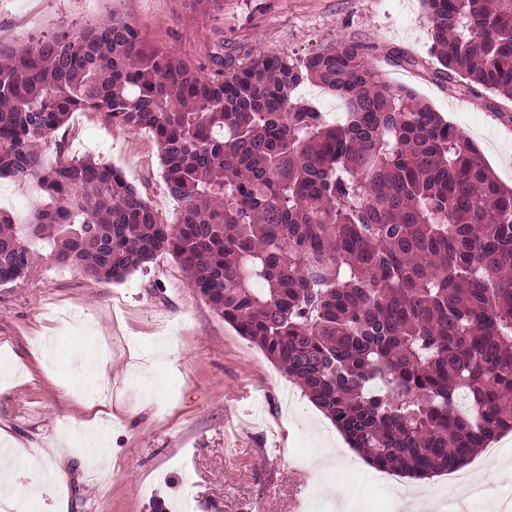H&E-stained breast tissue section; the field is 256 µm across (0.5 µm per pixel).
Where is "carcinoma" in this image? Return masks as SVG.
<instances>
[{
  "instance_id": "obj_1",
  "label": "carcinoma",
  "mask_w": 512,
  "mask_h": 512,
  "mask_svg": "<svg viewBox=\"0 0 512 512\" xmlns=\"http://www.w3.org/2000/svg\"><path fill=\"white\" fill-rule=\"evenodd\" d=\"M423 4L448 84L512 102V0ZM0 59V177L45 196L0 211V285L41 246L106 284L166 253L375 469L454 471L512 431V188L359 43L204 75L112 12ZM78 111L151 131L178 223L112 165L44 156ZM296 95L312 103L330 122L343 119L345 112L343 101L322 87L308 83L297 89Z\"/></svg>"
}]
</instances>
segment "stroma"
I'll list each match as a JSON object with an SVG mask.
<instances>
[{"label": "stroma", "instance_id": "obj_1", "mask_svg": "<svg viewBox=\"0 0 512 512\" xmlns=\"http://www.w3.org/2000/svg\"><path fill=\"white\" fill-rule=\"evenodd\" d=\"M112 12L147 44L207 70L216 52L230 70L249 54L300 59L340 38L357 41L382 80L459 127L512 186V102L448 86L429 53L421 0H224L206 14L184 0H0V43L19 46ZM60 152L121 168L165 223L177 222L150 131L76 112L44 146L46 156ZM90 341L112 355V415L97 422L83 402L98 381L75 364ZM0 432L34 456L67 442L63 461L41 458L34 469L16 461L11 494L23 512H185L188 499L194 512H338L344 503L393 512L404 480L358 464L332 421L189 287L167 254L112 284L46 261L0 285ZM99 450L111 467L96 464ZM469 467L483 473L486 496H449L448 475L439 473L441 512H512V437L498 439L492 461L478 455Z\"/></svg>", "mask_w": 512, "mask_h": 512}]
</instances>
